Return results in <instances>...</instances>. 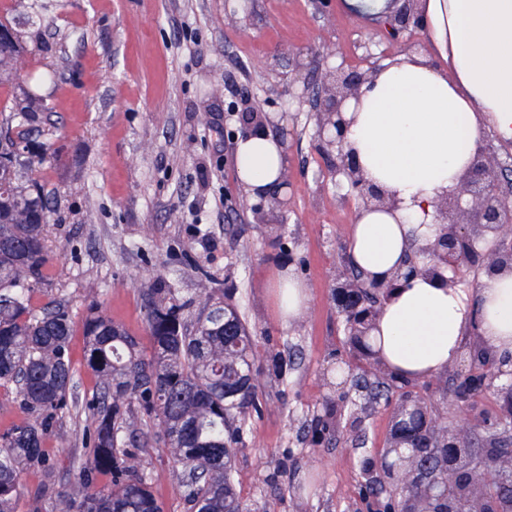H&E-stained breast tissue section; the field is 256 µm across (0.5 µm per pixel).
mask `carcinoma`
Instances as JSON below:
<instances>
[{
	"label": "carcinoma",
	"mask_w": 512,
	"mask_h": 512,
	"mask_svg": "<svg viewBox=\"0 0 512 512\" xmlns=\"http://www.w3.org/2000/svg\"><path fill=\"white\" fill-rule=\"evenodd\" d=\"M24 53L19 36L0 39V87H16ZM10 111L0 120V139L18 147L14 158L0 156V386H15L34 420L0 433V512H17L21 473L49 466L48 440L65 439L54 423L77 406L69 359L72 317L57 305L32 303L49 261L50 209L34 166L40 146L28 139L42 106L15 94ZM145 292L147 355L98 310L84 316L86 363L100 379L99 392L85 402L92 448L70 489L58 495L55 512H163L126 427L128 419L141 416L161 427L181 467L188 512H250L231 479L247 420L262 410L246 322L237 308L207 298L206 315L190 331L172 289ZM267 363L270 379L282 380L287 364L280 355L270 354ZM316 426L317 436L336 427L335 402L326 403ZM101 474L111 475L112 488L97 485ZM412 480L405 469L381 477L389 489L407 493Z\"/></svg>",
	"instance_id": "obj_1"
}]
</instances>
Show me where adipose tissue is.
<instances>
[{"label":"adipose tissue","instance_id":"1","mask_svg":"<svg viewBox=\"0 0 512 512\" xmlns=\"http://www.w3.org/2000/svg\"><path fill=\"white\" fill-rule=\"evenodd\" d=\"M424 24L448 62H385L350 104L347 142L369 183L399 202L395 213L359 210L353 264L381 277L410 239L435 230L433 203L455 190L482 144L483 129L512 141V0H422ZM235 161L252 196L276 190L286 166L273 135L241 137ZM494 349L512 350V272L480 274L477 291L418 277L386 303L373 332L386 369L417 381L457 363L470 327Z\"/></svg>","mask_w":512,"mask_h":512}]
</instances>
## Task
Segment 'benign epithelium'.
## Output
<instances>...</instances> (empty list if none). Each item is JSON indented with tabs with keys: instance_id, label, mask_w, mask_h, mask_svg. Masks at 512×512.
Segmentation results:
<instances>
[{
	"instance_id": "obj_1",
	"label": "benign epithelium",
	"mask_w": 512,
	"mask_h": 512,
	"mask_svg": "<svg viewBox=\"0 0 512 512\" xmlns=\"http://www.w3.org/2000/svg\"><path fill=\"white\" fill-rule=\"evenodd\" d=\"M388 36L399 39L421 26L420 0H387ZM376 69L340 67L325 72L324 90L319 96L315 120L324 146L336 150L333 174L342 177L357 193L358 205L367 210L392 212L395 197L367 183L356 164L354 154L345 147L351 120L345 115L349 102L359 100L362 87L371 81ZM230 111L240 112L242 134L265 133L269 124L260 106L248 94H241ZM507 169L480 149L476 159L452 193L439 196L436 202V232L422 244L413 242L402 263L381 280L364 275L347 277L336 286V303L345 317L349 336H368L375 328L382 305L391 291L407 285L417 276L426 275L454 287L465 273H493L512 270V184L506 181ZM470 363L453 371L450 406L463 416L465 427L448 429L447 479L436 482L421 472L417 484L435 489L421 497L401 500L386 511L375 497L360 499L363 512H512V505L494 493L499 482L512 483V443L505 439L506 422L512 421V387L505 390L497 381L512 378V353L499 354L488 347L477 329L468 333L466 342ZM348 375L336 383V401L346 397L353 369L366 365L381 369L379 352L368 348L365 356H345ZM493 392L502 398L500 414L490 418L477 410V401ZM482 432L477 459L460 461L467 447V429ZM400 443L362 461L361 470L388 466L397 460L416 469L417 456L409 448L421 449L414 434L399 429Z\"/></svg>"
}]
</instances>
